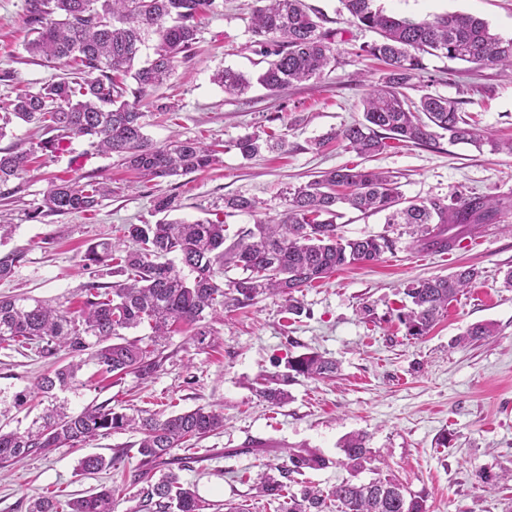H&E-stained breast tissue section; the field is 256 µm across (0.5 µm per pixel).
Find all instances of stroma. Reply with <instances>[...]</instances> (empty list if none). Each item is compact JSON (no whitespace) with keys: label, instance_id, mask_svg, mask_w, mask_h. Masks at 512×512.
<instances>
[{"label":"stroma","instance_id":"stroma-1","mask_svg":"<svg viewBox=\"0 0 512 512\" xmlns=\"http://www.w3.org/2000/svg\"><path fill=\"white\" fill-rule=\"evenodd\" d=\"M306 2L324 15L326 27L344 32L336 66L321 80L276 94L258 86L240 96L225 94L213 73L230 67L251 74L260 70L261 57L251 49L253 0H217L201 20L194 56L178 63L155 93L160 102L175 103L173 114L145 106V132L153 143L191 138L215 144L223 151L221 165L145 183L117 157L74 139L39 169L36 181L24 183L9 200L0 199V220L15 227L0 250L26 254L14 276L0 281V297L31 296L78 310L88 282L114 280L111 268L82 267L86 249L99 239L120 237L125 225L159 221L154 201L160 196L177 198L178 219L223 216L231 240L256 218L225 215V197L256 199L263 204L260 216L273 217L281 210L282 188L345 164L393 172L410 200L456 190L512 195V157L470 144L444 139L435 149L388 148L366 160L339 141L315 148L326 133L361 120L362 99L379 83L383 68L357 56L358 47L375 35L350 22L341 0ZM377 5L412 20L469 13L512 38V0H377ZM31 38L26 0H0V68L14 73L13 82L0 83V99L70 75L67 66L31 56L26 50ZM424 63L412 97L431 93L456 100L486 135L512 137V75L434 56ZM256 130L285 136L287 152L244 159L234 143ZM76 173L106 178L111 185L99 210L30 219L51 182ZM341 223L345 237L385 235L394 248L374 264L337 271L304 289L301 315L284 312L280 299L262 298L247 309L207 317L205 341H198L194 328H183L161 346L160 366L149 378L104 375L86 364L79 385L58 392L57 403L71 412L106 403L131 416H167L200 406L221 411L223 428L175 449L169 464L184 486L208 502L207 512H225L229 504L279 512L277 504L258 495V478L285 463L288 453L305 448L328 458L329 465L291 474L288 489L295 493L305 485L326 490L351 477L367 482L388 475L424 496L427 512H512V291L501 286L504 270L512 267V233L487 224L476 230L475 243L444 255L415 249L405 225L386 223L381 213L348 209ZM462 265L477 266L480 278L428 335L408 336L397 319L408 284L448 276ZM486 322L495 325L491 341L454 346L456 337ZM310 352L335 360L336 374L289 378V357ZM69 360L63 352L51 362L25 349L0 348V408L8 412V429L32 426L45 407L35 388L38 378L54 363ZM262 378L284 383L286 404L259 400L255 386ZM21 392L27 401L19 406L15 396ZM353 432L366 435L372 452L368 468L357 474L342 466L339 448ZM138 439L134 432H114L81 448L34 454L1 469L0 512H28L40 496L69 500L104 486L116 491L115 512H137L142 486L133 475L144 467ZM88 454H117L121 461L107 471H79Z\"/></svg>","mask_w":512,"mask_h":512}]
</instances>
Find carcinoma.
Returning <instances> with one entry per match:
<instances>
[{
	"label": "carcinoma",
	"mask_w": 512,
	"mask_h": 512,
	"mask_svg": "<svg viewBox=\"0 0 512 512\" xmlns=\"http://www.w3.org/2000/svg\"><path fill=\"white\" fill-rule=\"evenodd\" d=\"M216 0H27L26 23L37 37L27 51L73 70L69 80L53 81L36 92L22 91L0 100V138L13 115L36 125L43 133L27 150H0V198L21 191L31 155L52 158L63 142L85 138L102 154H115L123 164L148 180L204 171L219 162L216 150L196 139L157 145L144 133L143 101L163 86L181 59L193 55L203 15ZM350 21L377 39L359 47L360 55L382 61L381 83L362 100L363 121L331 134L360 156L371 157L394 142L430 147L443 135L451 143L481 147L512 155V140L495 139L473 127L458 102L424 93L416 100L407 90L424 70L423 56H442L477 66L512 69V38L494 33L488 22L474 15L448 12L421 20L387 15L376 0H342ZM323 17L309 12L305 0H254L250 31L255 52L266 67L257 83L271 92L294 83L319 80L336 60L340 31L322 26ZM155 37L153 56L141 60L149 37ZM212 80L224 92L241 95L251 87L244 74L230 68ZM235 147L252 159L266 150L287 151L288 143L272 133L241 137ZM19 181L14 187L9 183ZM109 194L106 181L76 175L62 179L44 193L31 217L94 212ZM283 210L275 218L257 219L224 246L225 224L216 220L179 219L154 224H128L122 248L100 241L87 248L83 266L116 263L122 280L110 286L89 284L85 300L75 312L30 297L0 298V345L35 351L54 358L66 351L77 360L41 376L37 390L55 398V391L79 383V372L89 359L112 375L135 373L146 379L159 367V342L177 326H193L218 310L233 312L257 303L262 296H279L291 314L301 313L296 294L333 273L379 261L393 250L386 235L348 239L341 232L340 209L347 205L363 214L386 213V223L412 228L416 245L449 253L465 235L483 224H498L512 212V199L454 191L445 197L408 200L396 176L359 166H340L318 178L280 193ZM259 202L241 195L224 198V213H259ZM25 261L19 249L0 252V280L10 279ZM229 268L238 278L222 282ZM480 271L463 266L446 277L419 279L404 290L408 311L398 314L410 336H425L448 310V305L474 284ZM148 326L147 339H126L131 329ZM495 335L491 323L476 324L455 339L466 346ZM87 359H82V356ZM289 369L305 378L329 377L336 362L317 353L288 360ZM257 395L272 406L288 401V393L266 385ZM224 427V416L198 407L167 417L138 419L106 404L69 413L55 404L47 407L37 425L24 432L0 427V466L7 467L34 453L75 448L99 435L136 430L142 434L138 454L144 461L165 465L172 452L191 440ZM345 465L354 472L371 462L365 437H345L340 445ZM117 457L89 455L79 462L83 472L115 466ZM327 460L311 450L288 455V464L276 466L279 475L261 477L260 493L280 502L282 512H426L424 497L409 492L393 478L367 483L345 480L328 492L305 488L288 494L279 480L304 469L323 468ZM114 490L103 488L65 503L41 496L31 512H114ZM142 512H203L194 491L169 471L147 485Z\"/></svg>",
	"instance_id": "cac0c4a2"
}]
</instances>
